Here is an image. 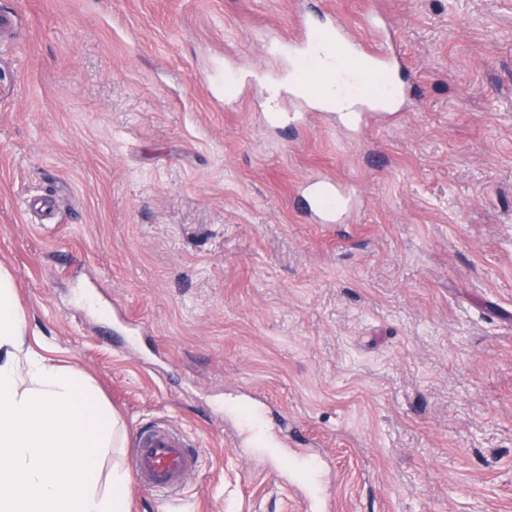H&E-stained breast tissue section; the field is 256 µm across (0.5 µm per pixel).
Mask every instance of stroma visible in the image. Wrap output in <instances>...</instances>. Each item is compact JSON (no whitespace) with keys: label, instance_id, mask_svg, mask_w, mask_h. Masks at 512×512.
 <instances>
[{"label":"stroma","instance_id":"1","mask_svg":"<svg viewBox=\"0 0 512 512\" xmlns=\"http://www.w3.org/2000/svg\"><path fill=\"white\" fill-rule=\"evenodd\" d=\"M310 6L389 18L422 94L362 140L269 126ZM0 265L23 355L84 376L125 427L100 477L165 422L201 450L128 512H301L225 418L316 442L335 512H512V0H0ZM243 95L205 91L216 64ZM358 192L345 224L303 178ZM149 329L138 337L135 324ZM300 198L304 211L318 224H339L353 211L358 200L348 183L332 176L305 180Z\"/></svg>","mask_w":512,"mask_h":512}]
</instances>
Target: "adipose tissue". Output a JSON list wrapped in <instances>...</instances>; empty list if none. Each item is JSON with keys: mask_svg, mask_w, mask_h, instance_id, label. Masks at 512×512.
Masks as SVG:
<instances>
[{"mask_svg": "<svg viewBox=\"0 0 512 512\" xmlns=\"http://www.w3.org/2000/svg\"><path fill=\"white\" fill-rule=\"evenodd\" d=\"M26 321L0 266V512H127V475L100 488L96 457L123 426L95 388L43 357L20 360Z\"/></svg>", "mask_w": 512, "mask_h": 512, "instance_id": "obj_1", "label": "adipose tissue"}]
</instances>
